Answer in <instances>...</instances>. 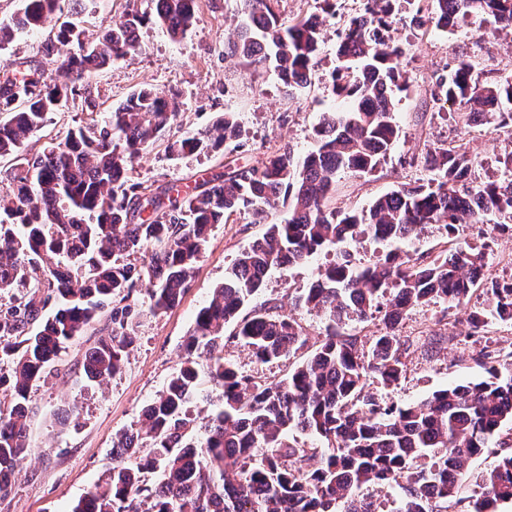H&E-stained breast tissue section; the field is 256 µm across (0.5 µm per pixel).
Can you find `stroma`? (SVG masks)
Masks as SVG:
<instances>
[{
  "label": "stroma",
  "mask_w": 512,
  "mask_h": 512,
  "mask_svg": "<svg viewBox=\"0 0 512 512\" xmlns=\"http://www.w3.org/2000/svg\"><path fill=\"white\" fill-rule=\"evenodd\" d=\"M364 3L335 0V12L326 18L311 82L292 92L272 75L252 73L237 60L225 57L224 40L243 18L242 0H204L196 25L180 41H171L154 25L143 26L136 54L114 61L87 80L86 88L100 103V110H88L80 97L68 101L61 111L50 114L28 148L40 151L68 128L104 119L108 108L134 90L150 86L181 94L180 114L170 136L211 125L224 112L236 114L241 135L226 142L219 152L180 158L170 157L164 143H157L130 167V183L153 189L173 182L190 184L198 175L222 171L227 164L252 166L286 148L305 155L317 145L315 130L322 112L345 108L344 102L331 95L328 77L336 65L339 35L351 17L362 13ZM411 16L408 0H399L391 26L403 49L401 67L407 79L406 88L393 93L400 138L373 172L337 173L333 204L338 209H365L399 185L427 181L423 156L458 134L452 112L425 105L435 73L463 59L481 78L512 76V34L483 36L476 25L467 22L444 32L434 31L412 24ZM42 40L37 32L18 34L10 45L0 48V72L22 63L43 70L46 80L61 81V74L39 51ZM511 136L512 129L505 125H480L470 133V143L482 162L476 170L477 180L502 179L497 158ZM264 231V225L250 223L240 214L215 225L179 304L144 319L122 371L103 384H87L82 379L80 360L92 345V337L81 336L69 343L60 356L58 373L32 393L31 453L15 474L11 494L0 502V512H69L74 502L109 475L113 437L134 427L142 408L179 367L182 344L198 310L223 282L226 268ZM455 239L473 248H486L488 279L512 278V269L495 261L499 253H512L511 230L489 223L465 224L459 226ZM335 258V252L324 251L305 262L275 268L261 294L262 300L292 315L310 351L324 337V321L315 312L294 307L292 300ZM466 318L464 309L442 301L412 308L400 325L402 338L413 342L405 357L404 375L390 387L368 380V391L403 405L455 382L486 379L477 356L486 344L512 351V326L490 323L475 341L464 335ZM435 333L444 340L432 354L415 346L421 335Z\"/></svg>",
  "instance_id": "stroma-1"
}]
</instances>
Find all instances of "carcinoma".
<instances>
[{
	"label": "carcinoma",
	"instance_id": "1",
	"mask_svg": "<svg viewBox=\"0 0 512 512\" xmlns=\"http://www.w3.org/2000/svg\"><path fill=\"white\" fill-rule=\"evenodd\" d=\"M277 0H244L243 23L224 55L271 71L289 89L304 88L318 64L323 19L317 13L281 22ZM396 0H366L364 14L345 26L333 96L348 103L325 112L317 148L300 158L289 150L259 165L215 173L203 189H149L129 183L133 160L149 151L176 120L180 92L140 88L107 119L69 128L41 152H27L51 112L77 94L78 83L139 49V28L157 26L183 38L199 17L200 0H125L123 17L95 40L68 19L72 0H23L0 18V45L16 34L52 29L41 52L67 85L37 72L0 76V157L12 156L10 193L0 194V500L29 448L31 393L46 381L68 342L106 323L82 360L87 380L102 383L124 367L142 320L173 307L189 287L212 227L236 214L265 224L198 311L180 367L142 410L136 427L112 440L110 477L71 512H377L361 489L395 488L400 512H447L461 503L470 460L512 423V353L486 346L490 379L450 385L431 397L397 406L365 390L367 379L399 381L412 346L399 334L409 309L444 301L468 304L484 278L485 253L459 244L425 262L400 248L417 230L490 215L512 221V141L498 162L500 182H479L477 156L463 145L423 157L433 173L402 184L368 210L331 206L341 170L369 173L399 136L391 92L400 88L401 49L389 18ZM412 21L446 31L469 19L496 34L512 28V0H413ZM432 105L457 106L455 123L512 120V78L487 81L459 60L436 78ZM241 136L226 112L196 132L167 141L172 157L215 153ZM288 206V219L275 216ZM369 236L387 247L376 262L355 264L347 244ZM336 262L294 299L322 315L325 339L285 377L268 380L224 358V341L240 342L261 364L306 345L302 328L265 302L256 303L269 272L324 249ZM146 293L149 302L141 301ZM489 305L469 313L472 337L491 321L512 320V279L485 288ZM246 315H241L245 308ZM378 317L385 332L365 348L345 332L352 320ZM235 324L224 336L225 326ZM213 406L200 419L196 401ZM301 432L313 443L301 444ZM470 512H499L512 504V450L501 453L479 480Z\"/></svg>",
	"mask_w": 512,
	"mask_h": 512
}]
</instances>
